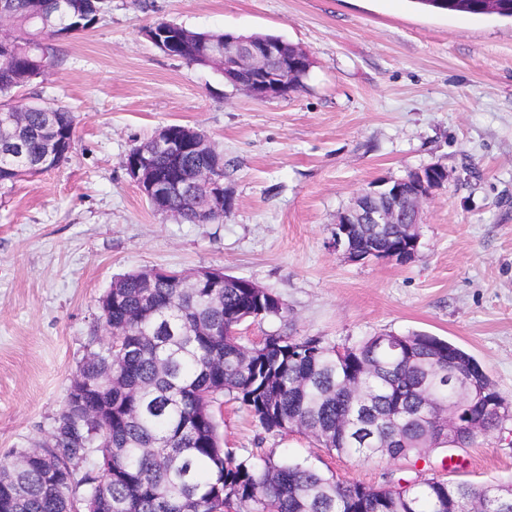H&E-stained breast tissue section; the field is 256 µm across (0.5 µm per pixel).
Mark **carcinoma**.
<instances>
[{
	"mask_svg": "<svg viewBox=\"0 0 512 512\" xmlns=\"http://www.w3.org/2000/svg\"><path fill=\"white\" fill-rule=\"evenodd\" d=\"M438 12L512 18V0H415ZM19 36L0 43V110L22 113L10 140L22 149L0 148V171H25L43 161L46 130L58 121L74 133V117L61 105L12 104L18 88L39 77L51 58L49 39L95 22L101 0H0ZM206 151L178 157L154 156L155 169L171 174L206 161ZM186 207L175 196L171 207L195 224L203 206ZM404 236L401 224H362L354 248L388 250ZM107 323L112 344L83 361L77 373L96 382L112 368L117 384L97 390L112 401V461L87 464L99 440L61 412L50 441L39 454L57 466L49 473L37 459L28 468L0 466V483L15 495L0 494V512H68L73 496L88 512H100L97 490L109 484L112 512H470L474 501L485 512H512V499L499 500L497 484L473 485L438 477L399 476L403 491L328 477L299 461L272 454L238 458L224 450L211 410L201 403L224 395L240 403L267 432L282 433L301 422L318 443L340 455L368 462L378 457L422 459L448 447L445 411L479 420L481 433L503 426L511 411L498 407L499 392L475 358L456 345L420 332L392 337V344L367 336L346 347L316 338L267 337L257 354L227 335L240 320L282 319L288 309L255 288L228 280L216 291L201 283L178 288L160 278L143 288L138 273L115 279ZM474 363L476 385L485 389L468 400L453 393L448 365ZM355 384V395L348 386Z\"/></svg>",
	"mask_w": 512,
	"mask_h": 512,
	"instance_id": "obj_1",
	"label": "carcinoma"
}]
</instances>
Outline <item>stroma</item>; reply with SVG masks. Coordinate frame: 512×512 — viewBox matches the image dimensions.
Segmentation results:
<instances>
[{
  "instance_id": "1",
  "label": "stroma",
  "mask_w": 512,
  "mask_h": 512,
  "mask_svg": "<svg viewBox=\"0 0 512 512\" xmlns=\"http://www.w3.org/2000/svg\"><path fill=\"white\" fill-rule=\"evenodd\" d=\"M267 33L314 61L302 88L257 100L143 35ZM55 62L17 102L58 103L75 141L55 168L0 185V461L49 440L71 381L107 345L99 300L115 277L221 269L270 289L284 319L247 322L335 346L425 332L470 353L512 404V19L414 0H107L90 28L53 41ZM204 132L224 156L231 208L187 224L152 209L122 161L160 128ZM438 164L414 261H354L333 234L357 194ZM224 449L271 453L380 486L390 471L512 481V420L479 435L456 469L371 463L297 433H268L235 401L211 406Z\"/></svg>"
}]
</instances>
